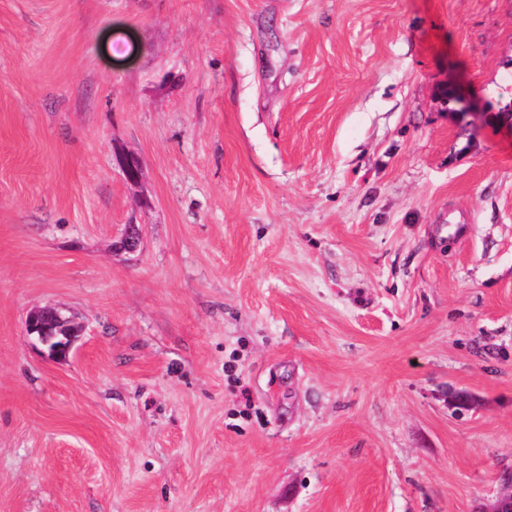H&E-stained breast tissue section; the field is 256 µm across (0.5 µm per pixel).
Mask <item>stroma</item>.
Here are the masks:
<instances>
[{
  "label": "stroma",
  "instance_id": "35a3bbf8",
  "mask_svg": "<svg viewBox=\"0 0 512 512\" xmlns=\"http://www.w3.org/2000/svg\"><path fill=\"white\" fill-rule=\"evenodd\" d=\"M511 108L512 0H0V512L492 501ZM25 330L28 338L41 344L48 357L57 362L69 357L79 336L78 327L55 307L31 310L25 320Z\"/></svg>",
  "mask_w": 512,
  "mask_h": 512
}]
</instances>
